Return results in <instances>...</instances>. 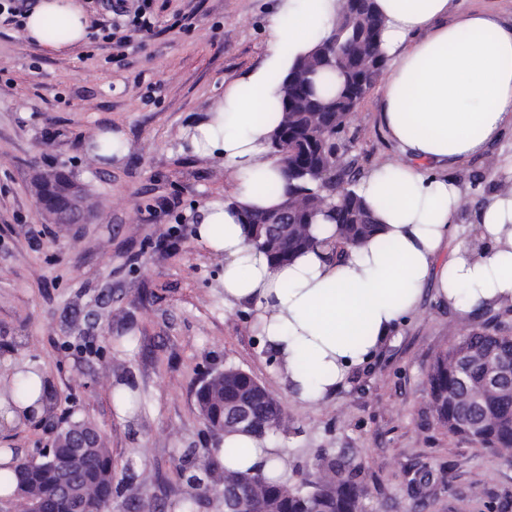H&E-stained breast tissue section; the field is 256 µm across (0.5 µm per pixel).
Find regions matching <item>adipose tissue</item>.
I'll return each mask as SVG.
<instances>
[{"label": "adipose tissue", "instance_id": "obj_1", "mask_svg": "<svg viewBox=\"0 0 512 512\" xmlns=\"http://www.w3.org/2000/svg\"><path fill=\"white\" fill-rule=\"evenodd\" d=\"M342 0H280L266 21L263 65L225 83L208 120L183 137L195 154L219 159L223 198L199 208L200 243L224 262L225 305H249L281 378L297 398L315 403L375 354L425 289L452 308L512 303V194L489 196L475 238L451 244L464 203L448 178L456 164L485 153L512 127V25L456 0H376L389 60L380 121L400 158L371 169L358 193L374 209L377 233L345 247L271 261L251 240L243 214L284 201L279 159L271 149L281 117V84L293 62L328 39ZM68 34L52 39L48 28ZM27 38L61 52L83 42L88 23L78 0H40ZM226 467L281 477L287 458L247 434L223 439Z\"/></svg>", "mask_w": 512, "mask_h": 512}]
</instances>
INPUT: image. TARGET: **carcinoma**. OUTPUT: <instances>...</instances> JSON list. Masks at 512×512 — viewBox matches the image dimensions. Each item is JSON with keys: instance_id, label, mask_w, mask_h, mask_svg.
I'll use <instances>...</instances> for the list:
<instances>
[{"instance_id": "1", "label": "carcinoma", "mask_w": 512, "mask_h": 512, "mask_svg": "<svg viewBox=\"0 0 512 512\" xmlns=\"http://www.w3.org/2000/svg\"><path fill=\"white\" fill-rule=\"evenodd\" d=\"M382 19L374 0H343L340 19L332 36L320 48L298 59L282 82V119L272 136V148L278 156L288 158L283 165L286 199L304 201L292 222L271 229L275 212L257 211L245 214L252 240L267 256L287 262L296 255L317 247H327L335 254L349 245L372 237L377 229L370 207L357 193L360 172L355 162L345 156L340 144L349 127L356 105L387 74L388 61L382 54L379 36ZM336 71L343 78L339 93L326 97L318 93L315 76ZM335 169L331 187H326L321 172ZM325 212L335 223L330 239H319L311 233L318 214ZM477 349L493 360L512 362V336L472 329L458 337L447 351L440 353L428 373L429 395L437 423L448 434L512 459V389L482 399L475 412L478 425L468 424L462 397L475 396L487 378L484 362L471 358ZM251 397L252 425L241 430L224 425L225 414L233 410L242 396ZM199 412L211 426L224 427V433L270 437L282 425V412L277 399L248 372L227 366L224 372L208 373V383L196 392ZM93 431L85 420H67L49 447L55 467L27 458L17 462L11 472L0 477L4 483H15L14 495L46 502L49 512H72L70 500L50 497L56 482L72 474L81 485L84 502L92 512L112 499V455L103 442L85 450L76 460L68 446L69 434L75 429ZM200 483L224 470L218 449H207L203 462L191 452L186 455L182 471ZM241 495L247 498L250 512H363L367 488L362 468L343 453L319 454L313 463V475L297 486L284 479H266L261 471L227 474Z\"/></svg>"}]
</instances>
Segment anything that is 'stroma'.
I'll use <instances>...</instances> for the list:
<instances>
[{
  "label": "stroma",
  "mask_w": 512,
  "mask_h": 512,
  "mask_svg": "<svg viewBox=\"0 0 512 512\" xmlns=\"http://www.w3.org/2000/svg\"><path fill=\"white\" fill-rule=\"evenodd\" d=\"M278 0H154L156 23L123 62L92 39L56 54L0 21V371L34 364L48 410L26 427H0V448L27 457L49 446L62 419L94 423L112 453L111 512H224V501L179 475L208 433L196 402L209 370L232 365L278 399L275 436L297 478L316 455L363 466L364 512H512V462L441 428L429 396L435 357L472 326L512 335V307L461 315L425 294L417 314L332 395L310 404L278 382L245 307L224 305L222 268L197 239V207L224 195V169L195 155L184 129L205 119L225 80L264 60L266 19ZM370 90L350 124L348 155L362 170L396 160ZM123 130L131 145L109 163L89 147ZM79 181L88 224L53 223L37 206V171ZM512 182V128L487 155L449 169L470 192ZM140 407L118 419L112 388Z\"/></svg>",
  "instance_id": "1"
}]
</instances>
